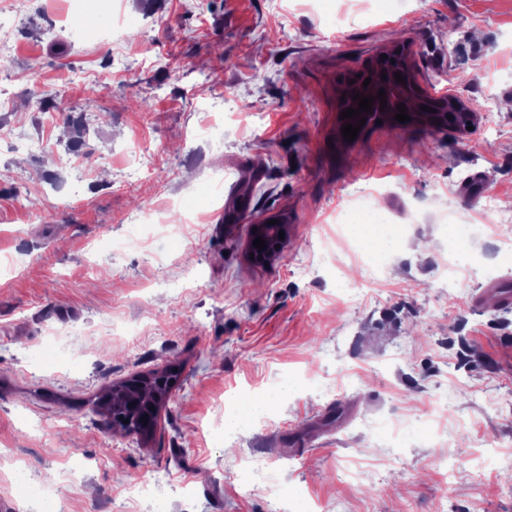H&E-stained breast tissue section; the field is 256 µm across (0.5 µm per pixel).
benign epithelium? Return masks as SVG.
Masks as SVG:
<instances>
[{
    "mask_svg": "<svg viewBox=\"0 0 512 512\" xmlns=\"http://www.w3.org/2000/svg\"><path fill=\"white\" fill-rule=\"evenodd\" d=\"M382 53L387 55V58L375 56L369 60L359 74L361 77H352L354 83L344 82L343 87L349 90L348 96L344 100L341 109L358 108L359 101L352 99L353 94L360 93L363 96H377L381 90H390L392 88H400L409 95L417 98L421 105L432 108V111L426 112L419 110L417 112H409L407 116L414 124L425 125L434 127L436 129H448V110L459 109L465 105V102L458 99L451 93L441 96H432L425 92L419 85L415 71L412 64V51L407 44L393 45L382 50ZM386 74V78H381V74ZM401 74L404 82L399 83L395 80V74ZM371 78V83L368 86H363L366 78ZM280 232L284 230V226L274 224L269 226L267 224L257 225V232L252 234L250 240H255L259 237L265 241L266 248L262 251L257 250L254 246L248 247V252L254 254L251 262L258 265H268L272 263L280 251L275 249L277 245H284L285 240L279 237H272L269 235L270 229Z\"/></svg>",
    "mask_w": 512,
    "mask_h": 512,
    "instance_id": "7a95c632",
    "label": "benign epithelium"
}]
</instances>
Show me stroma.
I'll use <instances>...</instances> for the list:
<instances>
[{"label":"stroma","mask_w":512,"mask_h":512,"mask_svg":"<svg viewBox=\"0 0 512 512\" xmlns=\"http://www.w3.org/2000/svg\"><path fill=\"white\" fill-rule=\"evenodd\" d=\"M117 3L115 37L68 0H0V512H275L253 461L289 512H512V304L492 289L512 279V0H365L351 24L353 0ZM395 43L471 130L341 138L343 82ZM366 186L404 232L378 261L336 221ZM488 200L447 295L449 239ZM150 207L186 223H140ZM271 219L288 243L253 264ZM172 363L151 439L91 413ZM231 396L265 411L230 439ZM154 475L191 496L147 510L130 489ZM254 227H257V233H253L249 240V258L250 253L254 254V258L250 259L251 262L258 264V265H268L272 263L277 256L280 254V251L285 243L286 240V234L284 230V225L279 224H255ZM270 228H274L277 236L271 237L268 232ZM284 232V239H279V232ZM257 237H262L265 241L266 248L263 251H258L256 247L253 246V241L257 239ZM275 245H280L279 250H275Z\"/></svg>","instance_id":"stroma-1"}]
</instances>
